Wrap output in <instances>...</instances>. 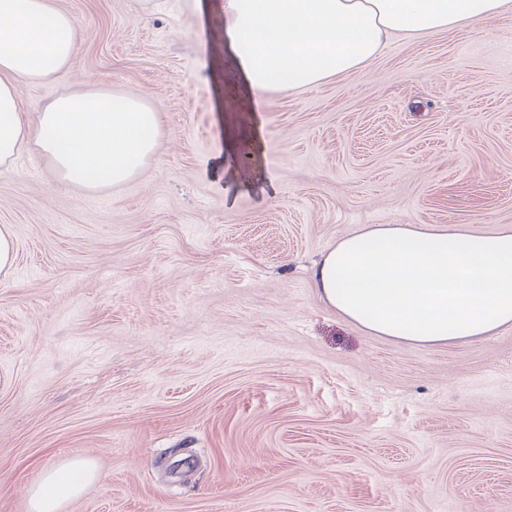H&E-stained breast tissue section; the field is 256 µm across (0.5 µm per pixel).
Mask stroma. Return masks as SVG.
<instances>
[{"mask_svg": "<svg viewBox=\"0 0 512 512\" xmlns=\"http://www.w3.org/2000/svg\"><path fill=\"white\" fill-rule=\"evenodd\" d=\"M56 4L75 63L29 106L100 86L162 127L118 188L36 154L0 175V512L73 457L100 479L64 512H512V325L375 336L311 277L369 224L512 226V12L266 107L224 0ZM15 260L13 236L8 226L0 225V284L8 277Z\"/></svg>", "mask_w": 512, "mask_h": 512, "instance_id": "stroma-1", "label": "stroma"}]
</instances>
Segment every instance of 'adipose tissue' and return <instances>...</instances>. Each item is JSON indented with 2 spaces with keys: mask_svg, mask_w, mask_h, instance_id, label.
Wrapping results in <instances>:
<instances>
[{
  "mask_svg": "<svg viewBox=\"0 0 512 512\" xmlns=\"http://www.w3.org/2000/svg\"><path fill=\"white\" fill-rule=\"evenodd\" d=\"M512 0H224V31L258 102L364 69L390 38L487 23ZM78 31L55 0H0V174L26 153L65 182L118 187L155 156L161 116L140 95L88 87L30 111L23 86L63 77ZM322 300L379 336L450 345L512 324V227L379 224L341 237L314 270ZM91 460L49 465L31 512H61L96 482Z\"/></svg>",
  "mask_w": 512,
  "mask_h": 512,
  "instance_id": "adipose-tissue-1",
  "label": "adipose tissue"
}]
</instances>
